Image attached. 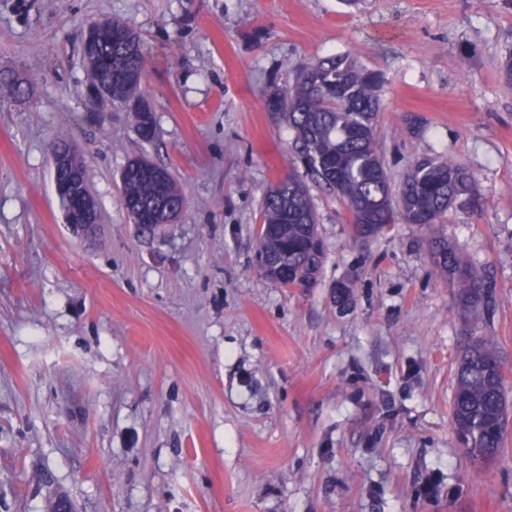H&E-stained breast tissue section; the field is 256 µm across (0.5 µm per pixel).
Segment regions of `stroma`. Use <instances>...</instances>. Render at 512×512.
Masks as SVG:
<instances>
[{
	"label": "stroma",
	"instance_id": "35a3bbf8",
	"mask_svg": "<svg viewBox=\"0 0 512 512\" xmlns=\"http://www.w3.org/2000/svg\"><path fill=\"white\" fill-rule=\"evenodd\" d=\"M103 19L145 43L152 141L87 109L81 43ZM346 53L380 76L392 180L457 156L476 191L359 244L311 185L323 273L287 288L254 261L294 166L266 101ZM511 55L512 0H0V72L28 88L0 94V512H512V441L475 467L450 429L468 337H495L512 381ZM57 141L84 161L96 235L65 222ZM140 155L188 198L150 235L120 203ZM435 234L490 268L488 313L458 309Z\"/></svg>",
	"mask_w": 512,
	"mask_h": 512
}]
</instances>
